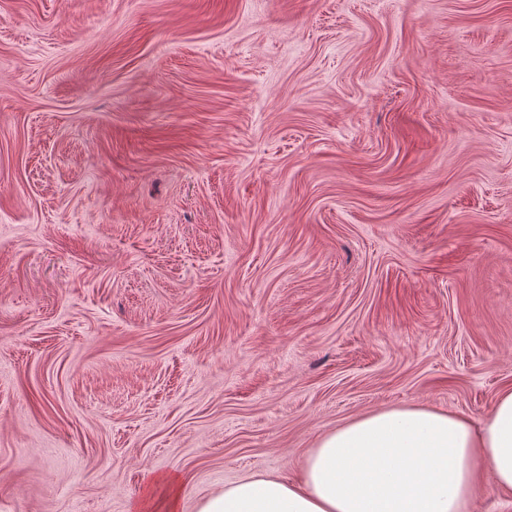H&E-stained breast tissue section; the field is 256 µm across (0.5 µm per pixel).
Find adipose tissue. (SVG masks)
Masks as SVG:
<instances>
[{
    "label": "adipose tissue",
    "mask_w": 512,
    "mask_h": 512,
    "mask_svg": "<svg viewBox=\"0 0 512 512\" xmlns=\"http://www.w3.org/2000/svg\"><path fill=\"white\" fill-rule=\"evenodd\" d=\"M485 472L512 495V386L478 424L417 406L357 417L310 448L298 479L252 475L197 512H470Z\"/></svg>",
    "instance_id": "obj_1"
}]
</instances>
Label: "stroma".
I'll use <instances>...</instances> for the list:
<instances>
[{
	"mask_svg": "<svg viewBox=\"0 0 512 512\" xmlns=\"http://www.w3.org/2000/svg\"><path fill=\"white\" fill-rule=\"evenodd\" d=\"M509 385L512 0H0V512Z\"/></svg>",
	"mask_w": 512,
	"mask_h": 512,
	"instance_id": "obj_1",
	"label": "stroma"
}]
</instances>
